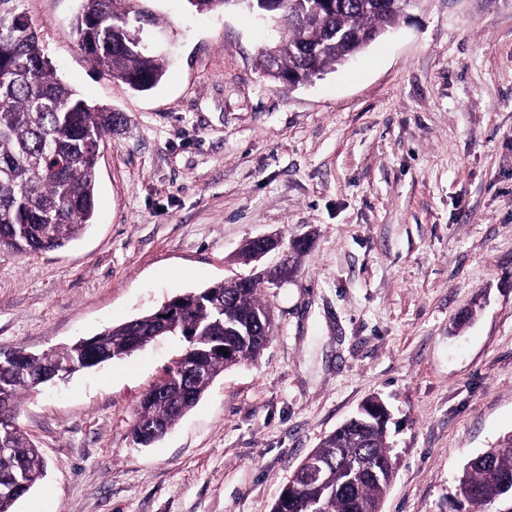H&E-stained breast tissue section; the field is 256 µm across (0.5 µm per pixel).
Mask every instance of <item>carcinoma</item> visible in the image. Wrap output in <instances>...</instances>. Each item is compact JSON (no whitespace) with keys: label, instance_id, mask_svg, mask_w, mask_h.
<instances>
[{"label":"carcinoma","instance_id":"obj_1","mask_svg":"<svg viewBox=\"0 0 512 512\" xmlns=\"http://www.w3.org/2000/svg\"><path fill=\"white\" fill-rule=\"evenodd\" d=\"M16 0H0V248L20 254L54 251L93 224L96 165L106 137L124 129L120 112L93 105L56 77L51 59ZM150 0H81L72 37L96 67L144 92L164 77L168 61L141 37L158 25ZM198 11L241 6L281 19L286 33L258 50L263 72L290 87L343 65L359 44L393 28L412 0H189ZM307 239L257 276L239 277L172 298L121 325L42 354L0 357V500L22 497L43 475L39 449L16 423L21 394L120 359L159 336L184 342L190 369L170 370L164 392L145 394L131 429L135 442L160 438L201 398L225 368L260 358L275 333L263 284L300 272ZM387 420L357 414L315 449L320 478L283 488L272 512H378L390 483ZM512 479V434L473 458L457 494L478 512L498 502L497 478Z\"/></svg>","mask_w":512,"mask_h":512}]
</instances>
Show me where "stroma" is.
I'll list each match as a JSON object with an SVG mask.
<instances>
[{"mask_svg":"<svg viewBox=\"0 0 512 512\" xmlns=\"http://www.w3.org/2000/svg\"><path fill=\"white\" fill-rule=\"evenodd\" d=\"M80 5L17 0L58 77L127 126L101 149L95 224L57 251L0 249V351L57 349L261 270L273 257L238 259L259 236L308 252L262 291L263 356L158 442L130 429L178 337L25 396L45 473L15 512H271L375 395L396 459L382 512H470L467 462L512 432V0H417L296 88L258 64L278 27L152 0L171 65L146 92L91 65L70 35Z\"/></svg>","mask_w":512,"mask_h":512,"instance_id":"1","label":"stroma"}]
</instances>
